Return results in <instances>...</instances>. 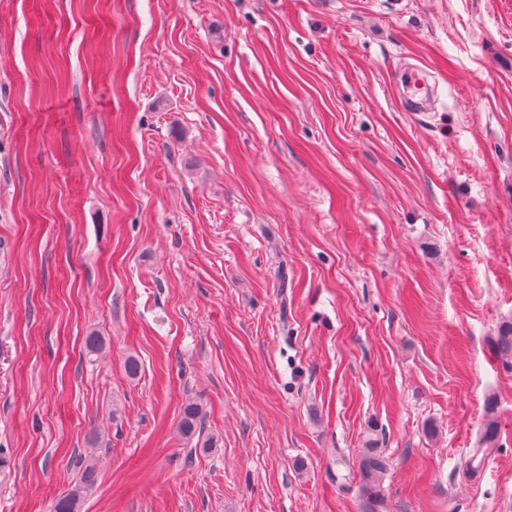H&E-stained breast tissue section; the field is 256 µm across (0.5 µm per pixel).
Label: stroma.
I'll use <instances>...</instances> for the list:
<instances>
[{"label":"stroma","mask_w":512,"mask_h":512,"mask_svg":"<svg viewBox=\"0 0 512 512\" xmlns=\"http://www.w3.org/2000/svg\"><path fill=\"white\" fill-rule=\"evenodd\" d=\"M507 317L512 0H0V512H512ZM492 348L501 358L512 359V319L501 322L497 336L492 339ZM181 433L191 439L196 434L200 435L203 429V415L199 404L194 401H188L181 412L179 421ZM385 469L384 461L376 455H369L360 461V470L364 477L366 490L375 493L379 474ZM96 463L89 461L84 465L79 482L66 493L60 495L52 505L51 512H79L81 502L87 490L96 482Z\"/></svg>","instance_id":"35a3bbf8"}]
</instances>
